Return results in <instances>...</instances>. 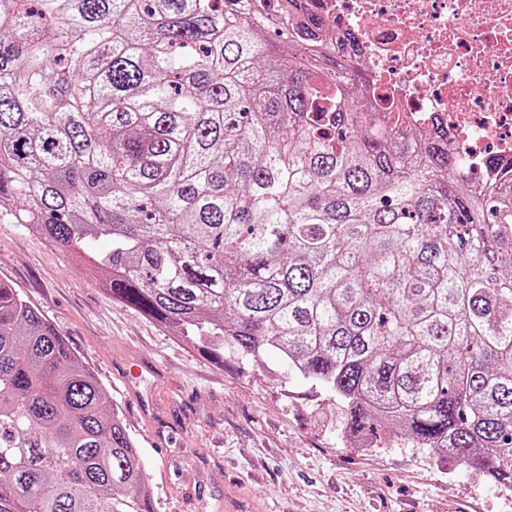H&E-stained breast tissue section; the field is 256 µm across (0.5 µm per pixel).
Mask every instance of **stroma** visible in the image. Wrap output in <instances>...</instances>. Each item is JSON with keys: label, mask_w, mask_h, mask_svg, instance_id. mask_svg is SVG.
<instances>
[{"label": "stroma", "mask_w": 512, "mask_h": 512, "mask_svg": "<svg viewBox=\"0 0 512 512\" xmlns=\"http://www.w3.org/2000/svg\"><path fill=\"white\" fill-rule=\"evenodd\" d=\"M0 280L109 390L156 512H512V493L406 435L349 438L343 402L276 359L261 366L228 347L212 363L113 301L87 257L5 220Z\"/></svg>", "instance_id": "obj_1"}]
</instances>
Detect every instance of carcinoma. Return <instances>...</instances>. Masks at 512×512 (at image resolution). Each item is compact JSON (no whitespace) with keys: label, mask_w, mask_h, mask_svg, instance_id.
Returning a JSON list of instances; mask_svg holds the SVG:
<instances>
[{"label":"carcinoma","mask_w":512,"mask_h":512,"mask_svg":"<svg viewBox=\"0 0 512 512\" xmlns=\"http://www.w3.org/2000/svg\"><path fill=\"white\" fill-rule=\"evenodd\" d=\"M288 47L281 52L278 44ZM329 22L261 0H0V217L112 298L512 492V191L359 98ZM0 512H154L136 440L0 281Z\"/></svg>","instance_id":"cac0c4a2"}]
</instances>
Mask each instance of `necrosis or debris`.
Masks as SVG:
<instances>
[{
    "mask_svg": "<svg viewBox=\"0 0 512 512\" xmlns=\"http://www.w3.org/2000/svg\"><path fill=\"white\" fill-rule=\"evenodd\" d=\"M366 60L375 96L408 124L441 127L463 172L512 167V0H302Z\"/></svg>",
    "mask_w": 512,
    "mask_h": 512,
    "instance_id": "necrosis-or-debris-1",
    "label": "necrosis or debris"
}]
</instances>
